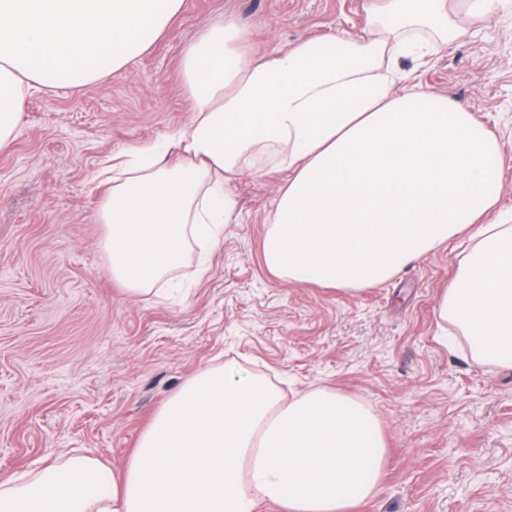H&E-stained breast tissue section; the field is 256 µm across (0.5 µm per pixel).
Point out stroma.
Segmentation results:
<instances>
[{
    "mask_svg": "<svg viewBox=\"0 0 512 512\" xmlns=\"http://www.w3.org/2000/svg\"><path fill=\"white\" fill-rule=\"evenodd\" d=\"M363 0H186L128 71L28 95L0 150V480L72 450L126 465L167 396L198 370L238 361L287 395L326 385L377 415L387 457L355 512H512V370L476 361L436 314L465 246L453 237L360 291L280 280L264 237L285 177L232 184L238 220L182 294L130 296L112 278L93 176L107 154L187 121L182 52L215 18L252 26L258 56L300 38L358 32ZM413 83L465 104L508 158L512 209V14L423 65Z\"/></svg>",
    "mask_w": 512,
    "mask_h": 512,
    "instance_id": "1",
    "label": "stroma"
}]
</instances>
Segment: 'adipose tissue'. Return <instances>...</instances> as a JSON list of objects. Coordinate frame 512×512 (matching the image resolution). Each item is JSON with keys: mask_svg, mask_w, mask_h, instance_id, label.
Wrapping results in <instances>:
<instances>
[{"mask_svg": "<svg viewBox=\"0 0 512 512\" xmlns=\"http://www.w3.org/2000/svg\"><path fill=\"white\" fill-rule=\"evenodd\" d=\"M185 0H0V149L25 96L134 67ZM357 34L267 58L221 17L186 44L190 117L163 143L113 153L96 178L113 278L158 296L199 241L237 219L230 184L287 172L264 241L268 269L348 290L383 281L461 231L471 246L437 314L475 359L512 369V210L506 163L462 103L395 80L399 58L447 48L512 0H364ZM387 448L361 400L328 387L286 397L228 362L166 399L122 470L74 453L0 482V512H349L372 498Z\"/></svg>", "mask_w": 512, "mask_h": 512, "instance_id": "adipose-tissue-1", "label": "adipose tissue"}]
</instances>
